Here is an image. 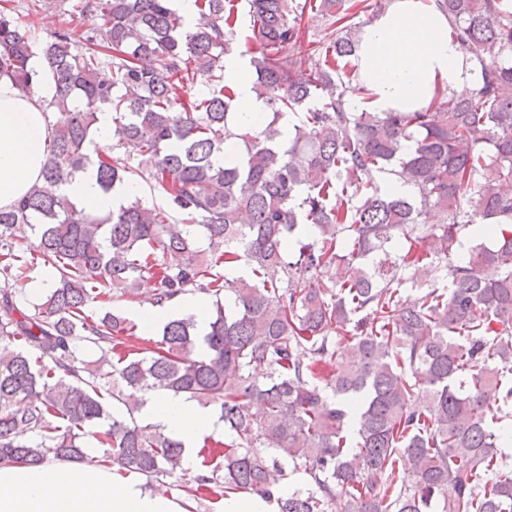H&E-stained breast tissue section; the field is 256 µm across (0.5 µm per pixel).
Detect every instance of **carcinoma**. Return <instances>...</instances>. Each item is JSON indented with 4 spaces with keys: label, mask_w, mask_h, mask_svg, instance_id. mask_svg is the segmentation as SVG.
Returning <instances> with one entry per match:
<instances>
[{
    "label": "carcinoma",
    "mask_w": 512,
    "mask_h": 512,
    "mask_svg": "<svg viewBox=\"0 0 512 512\" xmlns=\"http://www.w3.org/2000/svg\"><path fill=\"white\" fill-rule=\"evenodd\" d=\"M62 2L92 21L84 36L37 43L0 8V78L22 95L49 87L53 113L39 180L0 208V280L38 262L57 276L30 306L0 289V465L85 460L94 436L100 462L170 475L182 442L138 413L144 395L173 393L224 423L221 462L195 478L217 498L512 512V0H438L479 79L404 112L370 111L353 64L356 18L390 0H244L245 22L233 0H195L192 24L172 0ZM309 12L329 21L319 40ZM239 36L272 113L261 132L232 120L224 57ZM228 138L244 145L233 162ZM126 143L140 159L117 152ZM91 165L103 192L132 186L126 203L97 212L63 191ZM136 176L164 205L139 197ZM240 266L247 277L221 272ZM147 283L153 306L213 297L204 337L183 316L138 346L133 321L91 311ZM287 463L315 489L281 496Z\"/></svg>",
    "instance_id": "cac0c4a2"
}]
</instances>
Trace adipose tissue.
Returning a JSON list of instances; mask_svg holds the SVG:
<instances>
[{"mask_svg":"<svg viewBox=\"0 0 512 512\" xmlns=\"http://www.w3.org/2000/svg\"><path fill=\"white\" fill-rule=\"evenodd\" d=\"M358 74L373 93L376 112L426 107L437 89L466 94L478 68L466 60L448 32V18L435 0H392L384 14L368 24L358 51ZM224 80L234 85L235 123H252L266 105L252 90L247 62L239 53L227 58ZM50 114L43 94L20 95L0 79V208L14 203L39 179L49 141ZM68 192L101 212L118 208L131 189L103 192L95 167H88ZM142 414L164 426L184 445L183 464H197V444L217 433L209 409L184 396L159 393ZM0 512H188L171 496L151 493L140 480L96 463L0 465Z\"/></svg>","mask_w":512,"mask_h":512,"instance_id":"obj_1","label":"adipose tissue"}]
</instances>
